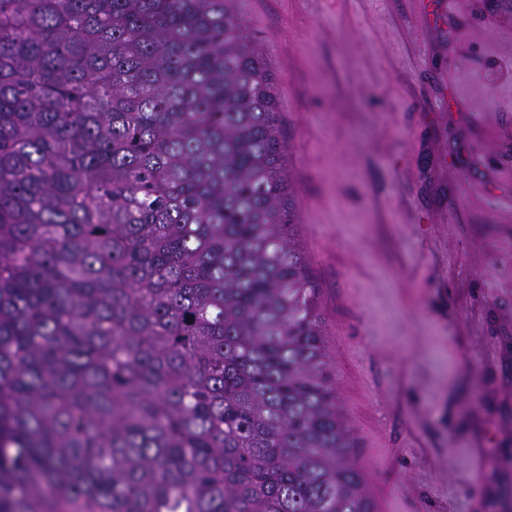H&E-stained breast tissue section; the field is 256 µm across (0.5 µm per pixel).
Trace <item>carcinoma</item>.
I'll list each match as a JSON object with an SVG mask.
<instances>
[{
  "label": "carcinoma",
  "mask_w": 512,
  "mask_h": 512,
  "mask_svg": "<svg viewBox=\"0 0 512 512\" xmlns=\"http://www.w3.org/2000/svg\"><path fill=\"white\" fill-rule=\"evenodd\" d=\"M238 0H0V512H373Z\"/></svg>",
  "instance_id": "cac0c4a2"
}]
</instances>
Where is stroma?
I'll return each instance as SVG.
<instances>
[{"mask_svg": "<svg viewBox=\"0 0 512 512\" xmlns=\"http://www.w3.org/2000/svg\"><path fill=\"white\" fill-rule=\"evenodd\" d=\"M239 6L277 77L298 242L375 512H512V15Z\"/></svg>", "mask_w": 512, "mask_h": 512, "instance_id": "35a3bbf8", "label": "stroma"}]
</instances>
